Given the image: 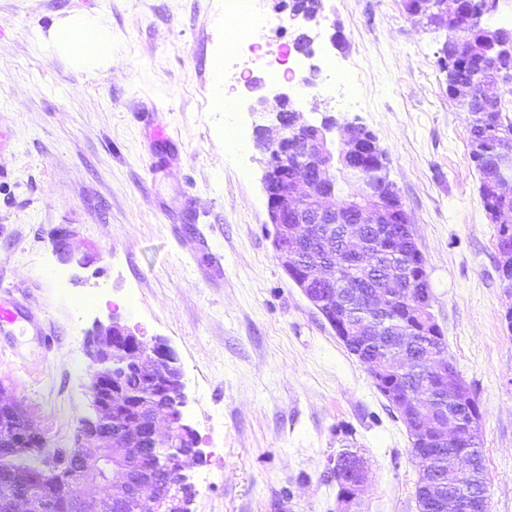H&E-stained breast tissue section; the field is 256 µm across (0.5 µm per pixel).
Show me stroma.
<instances>
[{"label":"stroma","mask_w":512,"mask_h":512,"mask_svg":"<svg viewBox=\"0 0 512 512\" xmlns=\"http://www.w3.org/2000/svg\"><path fill=\"white\" fill-rule=\"evenodd\" d=\"M263 55L226 73L224 0H0V385L48 447L90 414L86 348L118 317L163 339L183 369L184 418L205 456L193 512H418L406 427L368 370L278 262L253 107L306 81L302 121L371 131L413 226L449 360L481 415L488 512H512V288L469 156L468 115L437 65L447 34L401 0H324L314 19L261 0ZM74 19L112 33L80 67L53 33ZM312 40L296 80L267 53ZM352 74L347 103L323 65ZM244 144L224 145L227 128ZM70 230L72 260L52 246ZM94 294L95 307L75 304ZM368 462L338 501L329 460ZM350 459L352 476L351 479L347 481L343 495L340 498L341 503L344 505L359 498L363 492L367 476L366 460L355 456L350 457Z\"/></svg>","instance_id":"1"}]
</instances>
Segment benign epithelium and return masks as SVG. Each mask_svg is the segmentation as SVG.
<instances>
[{
  "instance_id": "1",
  "label": "benign epithelium",
  "mask_w": 512,
  "mask_h": 512,
  "mask_svg": "<svg viewBox=\"0 0 512 512\" xmlns=\"http://www.w3.org/2000/svg\"><path fill=\"white\" fill-rule=\"evenodd\" d=\"M496 8V0H453V7L435 4L431 25L446 30L469 21L481 24L485 14ZM490 41L500 51L512 57V33L505 29L484 30ZM295 97L278 94L273 103L260 100L261 111L269 114L276 135L260 125L254 135L258 147L268 154L263 178L268 211L274 227L273 245L277 259L285 268L292 265L304 242L310 237L314 224L330 218L338 224L348 225V236L342 246L345 259L354 261L362 253V246L353 242L359 230L376 228L383 224H406L408 217L401 201L382 190L387 181V158L375 142L363 134L362 127L347 124L342 127L340 145L334 147L328 134L336 127L327 118L319 125L302 124L295 110ZM348 179L360 184L358 200L344 205L336 204L334 176L336 164ZM494 197L512 196V161L500 167L495 180L488 188ZM502 277L512 275V241L502 239L497 244ZM330 280V268L318 260L310 264L297 286L321 313L340 318L339 334L348 344L378 341L377 331L365 323L346 319V299H336V290L324 296L317 284ZM408 283L391 278L378 286L369 298L368 306L386 307L394 295L404 293ZM432 289L421 288L408 308V313L424 330L433 331L437 324L430 312ZM89 387L92 392L93 414L87 416L78 432L77 443L68 449L73 478L68 499L61 503L38 490L39 482L50 479L58 464L57 451L49 448L33 421L25 430L4 431L0 442L9 445L14 453L23 447L40 451L38 470L28 473L22 468L10 470L16 481L31 486L18 491L9 499L0 501V512H56L65 505L68 512H83L94 505L98 512H126L136 503L143 512H191L190 502L174 491L166 476L154 471L148 460L164 454L179 474H184L188 462H198L203 452L198 444L180 448L175 435L191 430L184 423L182 408L186 404L184 375L178 366L175 353L167 343L156 339L151 343L140 340L117 318L96 331L87 348ZM449 359L441 354L430 361V371L441 382L453 377ZM138 372L148 383L160 390L159 404L128 412L120 388L123 373ZM391 407L398 413L409 435L425 431L444 442L459 436L457 422L446 415L427 416L419 401L393 390L388 395ZM108 449L109 455L102 454ZM112 461L110 495L100 492L99 474L104 462ZM352 476L345 485L341 503L359 498L363 492L367 462L360 457L350 460ZM426 507L437 512H468L485 503V495L473 494L450 501L436 494L425 497Z\"/></svg>"
}]
</instances>
